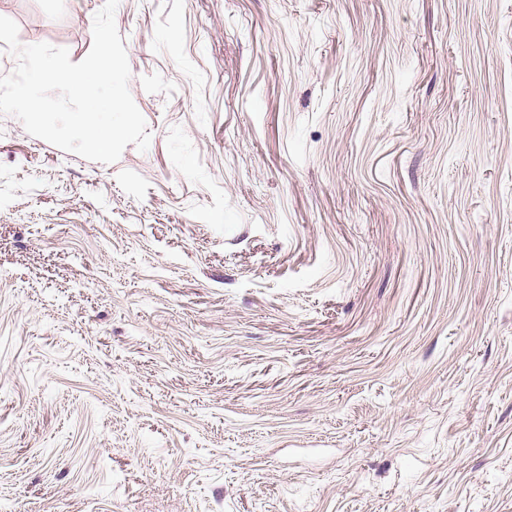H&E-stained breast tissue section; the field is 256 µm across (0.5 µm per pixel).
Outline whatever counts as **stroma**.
<instances>
[{
    "label": "stroma",
    "mask_w": 512,
    "mask_h": 512,
    "mask_svg": "<svg viewBox=\"0 0 512 512\" xmlns=\"http://www.w3.org/2000/svg\"><path fill=\"white\" fill-rule=\"evenodd\" d=\"M115 22L147 151L0 114V512H512V0Z\"/></svg>",
    "instance_id": "obj_1"
}]
</instances>
